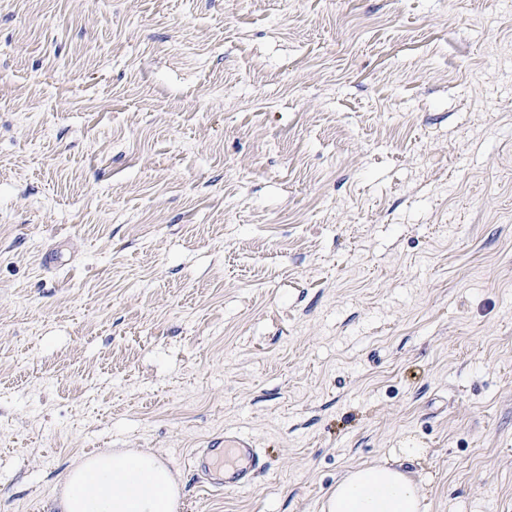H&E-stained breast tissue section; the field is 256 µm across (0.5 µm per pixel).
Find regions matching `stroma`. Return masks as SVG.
<instances>
[{"instance_id": "35a3bbf8", "label": "stroma", "mask_w": 512, "mask_h": 512, "mask_svg": "<svg viewBox=\"0 0 512 512\" xmlns=\"http://www.w3.org/2000/svg\"><path fill=\"white\" fill-rule=\"evenodd\" d=\"M123 448L512 512V0H0V512ZM225 455H230L236 463L235 470L224 478L219 466ZM259 454L253 441L238 434L224 433V438H213L206 450L192 458L197 474L204 476V484L210 488L223 489L233 485L246 487L252 483L258 471Z\"/></svg>"}]
</instances>
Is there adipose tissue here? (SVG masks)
Here are the masks:
<instances>
[{
	"label": "adipose tissue",
	"instance_id": "obj_1",
	"mask_svg": "<svg viewBox=\"0 0 512 512\" xmlns=\"http://www.w3.org/2000/svg\"><path fill=\"white\" fill-rule=\"evenodd\" d=\"M181 489L156 452L105 450L67 472L55 512H180ZM324 512H425L421 489L389 463L349 471L330 491Z\"/></svg>",
	"mask_w": 512,
	"mask_h": 512
}]
</instances>
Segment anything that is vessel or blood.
I'll return each instance as SVG.
<instances>
[{"label":"vessel or blood","instance_id":"1","mask_svg":"<svg viewBox=\"0 0 512 512\" xmlns=\"http://www.w3.org/2000/svg\"><path fill=\"white\" fill-rule=\"evenodd\" d=\"M259 454L253 441L231 434L212 439L202 454L194 455L192 465L204 477L208 487L221 489L227 485L245 487L258 471Z\"/></svg>","mask_w":512,"mask_h":512}]
</instances>
